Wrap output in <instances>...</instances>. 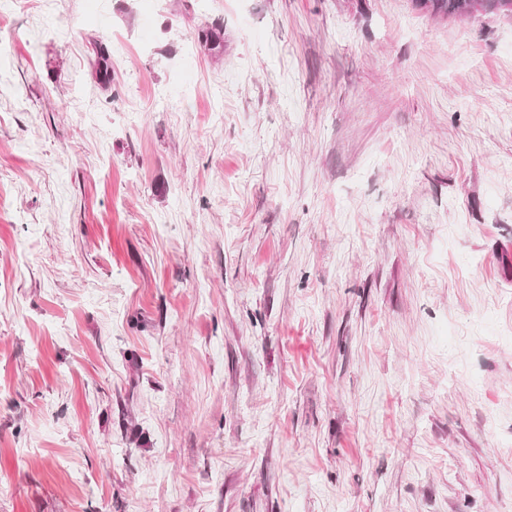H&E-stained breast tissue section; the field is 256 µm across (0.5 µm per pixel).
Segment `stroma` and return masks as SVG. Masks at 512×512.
Segmentation results:
<instances>
[{"label":"stroma","mask_w":512,"mask_h":512,"mask_svg":"<svg viewBox=\"0 0 512 512\" xmlns=\"http://www.w3.org/2000/svg\"><path fill=\"white\" fill-rule=\"evenodd\" d=\"M0 512H512V16L0 0Z\"/></svg>","instance_id":"1"}]
</instances>
